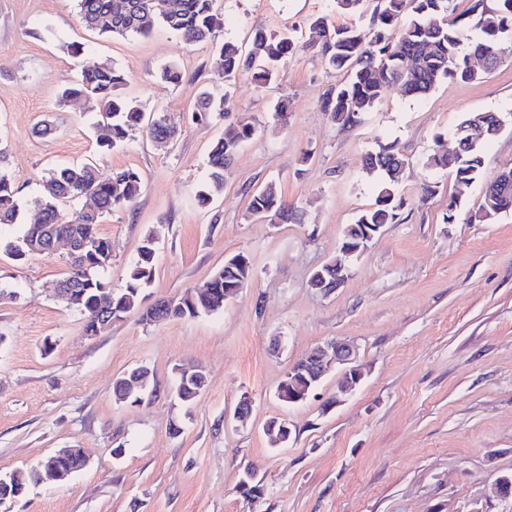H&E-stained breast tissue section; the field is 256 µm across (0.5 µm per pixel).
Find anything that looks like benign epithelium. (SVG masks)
I'll return each mask as SVG.
<instances>
[{
    "instance_id": "obj_1",
    "label": "benign epithelium",
    "mask_w": 512,
    "mask_h": 512,
    "mask_svg": "<svg viewBox=\"0 0 512 512\" xmlns=\"http://www.w3.org/2000/svg\"><path fill=\"white\" fill-rule=\"evenodd\" d=\"M381 224H361L352 237L342 239L340 250L353 256L364 253L370 242L382 233ZM346 278V271H336V263L332 262L316 270L311 276L313 288L323 294H331L339 288ZM342 368V379L339 391L349 394L355 391L364 378V368L358 363V348L349 341L329 340L313 348L303 359L301 365H292L285 375L284 383L288 384V403L297 405L305 401L319 385L322 377L332 366ZM270 441L278 446L291 435L287 419L276 420L265 426ZM68 449L63 448L46 456L39 464V471L54 475L59 479L69 476L60 466Z\"/></svg>"
}]
</instances>
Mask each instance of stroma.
<instances>
[{"mask_svg": "<svg viewBox=\"0 0 512 512\" xmlns=\"http://www.w3.org/2000/svg\"><path fill=\"white\" fill-rule=\"evenodd\" d=\"M224 27L214 41L185 43L155 29L113 38L87 29L76 0H0V146L18 187L20 222L0 228L10 241L39 219L36 201L50 171L94 165L102 176L143 175L135 207L106 214L112 242L105 273L124 287L145 236L156 241L143 306L203 285L227 258L252 262L248 288L223 311L146 323L132 311L99 335L55 296L67 251L17 263L0 255V474L36 468L61 448L83 449L88 464L66 481L43 479L0 512H512L492 496L512 474V211L479 219L486 181L512 166V54L476 83L442 80L425 97L389 91L353 127L320 108L344 79L314 51L288 56L283 77L259 87L250 73L232 86L233 112L256 133L235 154L223 191L195 199L224 126L192 121L204 85L221 82L219 46L251 50L257 30L302 32L336 14L333 0H217ZM364 27L368 16H354ZM83 46L72 55L73 46ZM101 63L120 68L123 92L143 112L164 116L175 137L159 147L137 131L102 152L105 134L83 100L61 101L76 73ZM176 64L169 84L162 67ZM287 100L288 118L273 107ZM500 113L504 127L484 154L482 180L457 188L430 155L454 146L465 114ZM396 143L406 156L398 223L386 225L335 292L310 288L314 270L341 257L344 228L377 196L364 156ZM275 183L294 216L272 224L251 215L253 192ZM438 183L424 197L425 183ZM460 194L454 223L443 216ZM353 341L365 377L344 402L332 398L333 368L309 399L288 406L276 390L289 366L313 347ZM143 365L151 377L140 402L117 399L114 384ZM207 377L194 403L174 395L180 366ZM248 423L234 418L242 395ZM288 419L291 437L271 447L264 428ZM122 456H113V449ZM253 466L263 489L238 490Z\"/></svg>", "mask_w": 512, "mask_h": 512, "instance_id": "35a3bbf8", "label": "stroma"}]
</instances>
